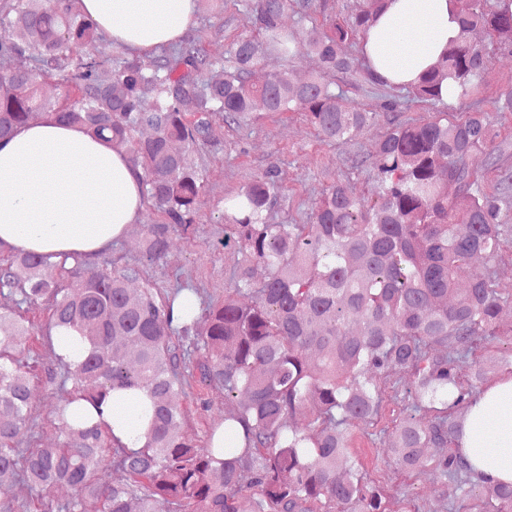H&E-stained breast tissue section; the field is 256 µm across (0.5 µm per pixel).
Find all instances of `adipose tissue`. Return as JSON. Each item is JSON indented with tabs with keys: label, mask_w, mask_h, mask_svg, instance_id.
<instances>
[{
	"label": "adipose tissue",
	"mask_w": 512,
	"mask_h": 512,
	"mask_svg": "<svg viewBox=\"0 0 512 512\" xmlns=\"http://www.w3.org/2000/svg\"><path fill=\"white\" fill-rule=\"evenodd\" d=\"M194 0H80L114 42L151 49L175 42ZM459 23L450 0H387L364 40L374 72L394 85L432 66ZM139 171L123 154L77 126L51 120L0 142V242L22 252L59 257L108 248L142 205ZM148 397L114 391L105 420L116 437ZM463 452L477 470L512 484V378L482 393L466 416Z\"/></svg>",
	"instance_id": "ef3b65f1"
}]
</instances>
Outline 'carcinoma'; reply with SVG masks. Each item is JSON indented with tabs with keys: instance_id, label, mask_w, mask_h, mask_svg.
<instances>
[{
	"instance_id": "obj_1",
	"label": "carcinoma",
	"mask_w": 512,
	"mask_h": 512,
	"mask_svg": "<svg viewBox=\"0 0 512 512\" xmlns=\"http://www.w3.org/2000/svg\"><path fill=\"white\" fill-rule=\"evenodd\" d=\"M80 0H10L0 11V59L26 57L32 65L0 73V140L34 115L85 128L119 149L141 171L143 199L163 220L144 225L145 257L162 260L171 235L196 233L205 176L191 154L210 142L217 120L239 125L260 104L268 112H300L325 141L344 145L378 112L341 104L323 76L295 81L288 72L262 83L256 71L273 53L316 55L327 72L353 70L344 48L365 39L386 0H359L349 17L326 18L296 39L284 14L325 7L314 0H255L253 30L234 43L224 78L218 65L188 39L145 67L127 58L112 70L94 55L103 30L79 8ZM452 0L460 34L437 62L406 86L412 99L440 102L453 84L465 101L483 79L492 55L512 54V0ZM480 29L488 42L470 34ZM67 68L57 97L42 85ZM196 106L185 117L184 106ZM508 143L499 139L493 112L474 108L448 120L438 116L389 121L374 144L372 197H357L336 181L322 192L304 224H273L277 169L270 167L225 201L222 220L242 256L234 286L220 303L198 305L190 284L165 298L138 265L86 270L80 254L60 261L4 248L0 295L17 310L0 314V503L11 512L7 479L31 489L65 485L62 503L40 512H239L238 493L253 491L251 512H386L387 491L370 483L350 452L349 425L378 419L381 376L395 369L411 381L410 407L423 413L396 425L389 448L401 469L433 464L457 496H474L484 512H512V485L494 482L464 461L465 415L486 370L462 379L460 361L489 340L512 345V289L488 271L468 274L470 261L489 263L512 246V224L501 205L512 197V173L494 192L467 164L476 151L490 165ZM191 297H186V294ZM250 303L241 302V297ZM50 305L49 329L76 354L57 355L68 396L54 408V445L24 451L15 438L29 420L34 398L24 350L9 345L29 335L25 313ZM245 397L200 445L185 430L178 396L185 373ZM144 390L150 424L137 451L115 440L105 425L80 422L84 402L103 414L114 389ZM307 407L306 428L288 420ZM126 482L100 477L106 449Z\"/></svg>"
}]
</instances>
